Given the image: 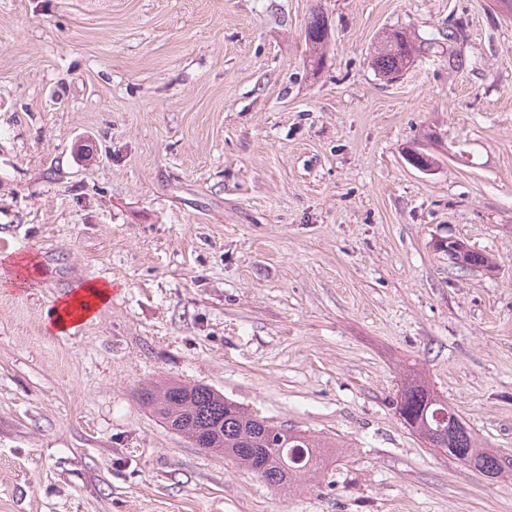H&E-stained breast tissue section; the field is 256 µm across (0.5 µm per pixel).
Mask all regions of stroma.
Segmentation results:
<instances>
[{"label": "stroma", "instance_id": "35a3bbf8", "mask_svg": "<svg viewBox=\"0 0 512 512\" xmlns=\"http://www.w3.org/2000/svg\"><path fill=\"white\" fill-rule=\"evenodd\" d=\"M400 28L436 45L388 82L373 51ZM25 254L29 285L0 274V512H512V477L392 404L417 372L512 456V21L490 0H0V256ZM96 281L110 299L52 330ZM170 382L307 431L323 470L283 490L195 448L139 398ZM327 38L328 33L325 16L319 9H314L310 14L306 27V40L312 46L314 52H316L323 48ZM316 54H318V52H316ZM449 240H441L438 245L450 259L454 260V267L463 271H482L490 275L495 272L496 263L488 254L472 249L460 240ZM112 291L109 284L92 283L61 300L53 316L52 326L62 331L88 319L97 308L108 300Z\"/></svg>", "mask_w": 512, "mask_h": 512}]
</instances>
